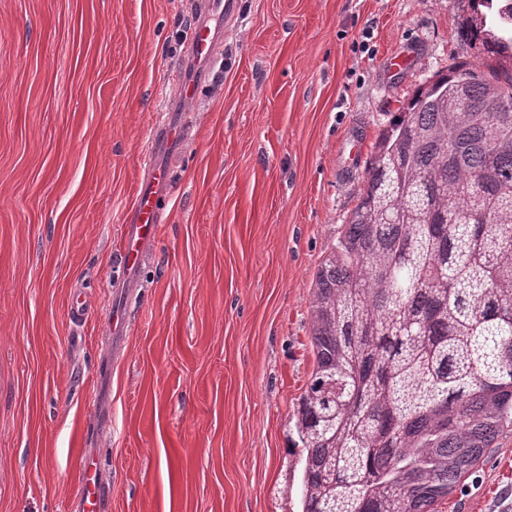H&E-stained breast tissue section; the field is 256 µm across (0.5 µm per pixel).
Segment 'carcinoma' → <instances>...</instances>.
I'll use <instances>...</instances> for the list:
<instances>
[{
	"instance_id": "cac0c4a2",
	"label": "carcinoma",
	"mask_w": 512,
	"mask_h": 512,
	"mask_svg": "<svg viewBox=\"0 0 512 512\" xmlns=\"http://www.w3.org/2000/svg\"><path fill=\"white\" fill-rule=\"evenodd\" d=\"M462 36L512 66V0ZM302 512H433L512 431V79L452 62L380 135L312 281Z\"/></svg>"
}]
</instances>
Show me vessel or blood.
Masks as SVG:
<instances>
[{
  "label": "vessel or blood",
  "mask_w": 512,
  "mask_h": 512,
  "mask_svg": "<svg viewBox=\"0 0 512 512\" xmlns=\"http://www.w3.org/2000/svg\"><path fill=\"white\" fill-rule=\"evenodd\" d=\"M216 47V31L209 20L198 23L189 44L190 57L198 62L210 60ZM188 127L182 120L167 118L156 128V143L171 146L187 139ZM144 185L137 193L130 208L128 221L123 226L121 239V263L113 284L112 293L127 298L135 286L136 277L148 259V247L156 236L157 228L163 224L164 196L159 193L160 185L167 182V169L158 153H150L143 164ZM127 318L124 307L112 310L108 318V335L113 355H120L127 332ZM105 487L99 459L96 454H87L82 465V479L76 493L73 508L75 512H102Z\"/></svg>",
  "instance_id": "vessel-or-blood-1"
}]
</instances>
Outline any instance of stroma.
I'll return each instance as SVG.
<instances>
[{"label":"stroma","mask_w":512,"mask_h":512,"mask_svg":"<svg viewBox=\"0 0 512 512\" xmlns=\"http://www.w3.org/2000/svg\"><path fill=\"white\" fill-rule=\"evenodd\" d=\"M470 10L239 0L184 101L197 0H0V512H72L93 450L104 512H301L311 283L364 177L342 141L372 155L421 83L475 60ZM170 112L192 134L104 375L122 224ZM437 512H512V431Z\"/></svg>","instance_id":"1"}]
</instances>
